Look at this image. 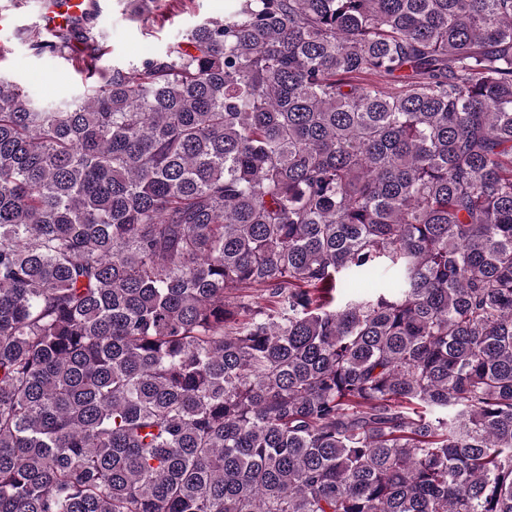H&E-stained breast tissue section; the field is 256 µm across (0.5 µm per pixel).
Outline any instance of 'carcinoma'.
Returning a JSON list of instances; mask_svg holds the SVG:
<instances>
[{"label":"carcinoma","instance_id":"cac0c4a2","mask_svg":"<svg viewBox=\"0 0 512 512\" xmlns=\"http://www.w3.org/2000/svg\"><path fill=\"white\" fill-rule=\"evenodd\" d=\"M95 19L0 77V512H512V0ZM47 0H0V44L7 41L12 54L0 63L2 76L18 83L45 111L83 97L85 73L76 72L63 59L36 56L24 40L30 29L48 28L43 21ZM2 19V21H1ZM100 10L103 53L100 66H129L150 53L164 52L196 24L207 19H224L231 0H193L181 5L176 0H159L149 20L129 18L126 0H96ZM148 49V52H144Z\"/></svg>","mask_w":512,"mask_h":512}]
</instances>
